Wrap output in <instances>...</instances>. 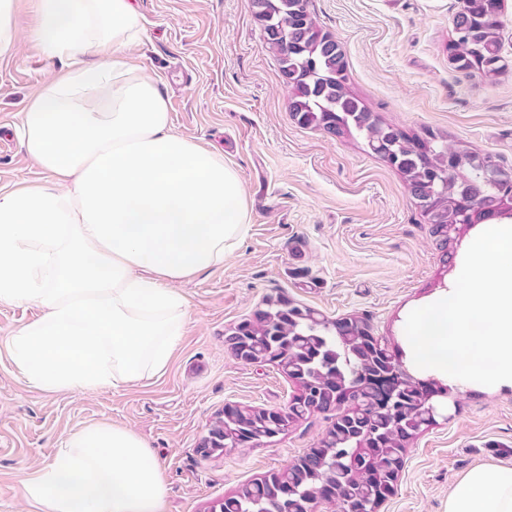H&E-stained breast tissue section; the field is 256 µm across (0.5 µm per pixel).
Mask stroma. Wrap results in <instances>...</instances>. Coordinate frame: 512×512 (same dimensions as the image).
<instances>
[{
	"label": "stroma",
	"instance_id": "1",
	"mask_svg": "<svg viewBox=\"0 0 512 512\" xmlns=\"http://www.w3.org/2000/svg\"><path fill=\"white\" fill-rule=\"evenodd\" d=\"M145 20L135 50L158 80L175 132L223 150L239 173L250 224L222 266L181 283L186 330L164 373L92 392H46L16 368L4 340L38 316L0 305V512H33L21 478L51 461L81 428L126 426L146 441L166 487L165 512H210L242 484L317 445L321 414L273 442L204 456L197 446L225 404L278 409L296 391L273 364H247L224 332L285 292L328 318L363 317L389 346L405 311L455 278L397 172L357 141L299 125L289 87L251 0H133ZM460 0H310L343 46L352 90L381 122L428 128L512 169V68L488 81L456 71L446 45ZM33 0H17V49L0 58V189L46 183L18 128L57 62L31 39ZM448 419L409 446L395 495L379 512H444L474 465L512 466V390L454 393Z\"/></svg>",
	"mask_w": 512,
	"mask_h": 512
}]
</instances>
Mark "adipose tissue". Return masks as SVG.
I'll list each match as a JSON object with an SVG mask.
<instances>
[{"label": "adipose tissue", "mask_w": 512, "mask_h": 512, "mask_svg": "<svg viewBox=\"0 0 512 512\" xmlns=\"http://www.w3.org/2000/svg\"><path fill=\"white\" fill-rule=\"evenodd\" d=\"M32 36L61 70L22 114L44 185L0 191V304L39 316L6 339L19 371L53 392L163 372L186 326L179 282L222 265L249 216L222 153L172 127L136 62L131 0H37ZM36 512H164L159 463L134 431L95 423L25 474ZM445 512H512V467L473 466Z\"/></svg>", "instance_id": "adipose-tissue-1"}]
</instances>
